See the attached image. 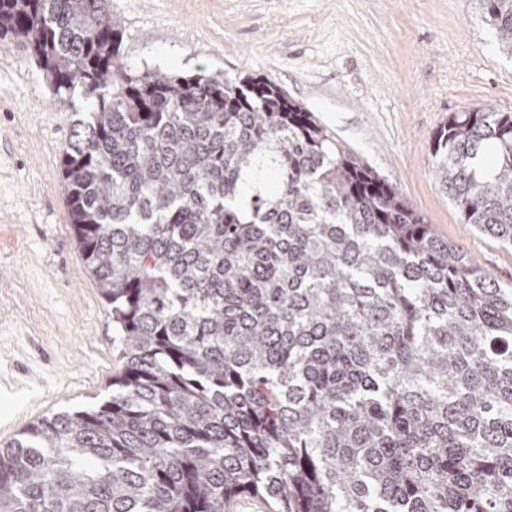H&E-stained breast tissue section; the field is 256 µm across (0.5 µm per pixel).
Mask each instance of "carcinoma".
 Instances as JSON below:
<instances>
[{
  "instance_id": "carcinoma-1",
  "label": "carcinoma",
  "mask_w": 512,
  "mask_h": 512,
  "mask_svg": "<svg viewBox=\"0 0 512 512\" xmlns=\"http://www.w3.org/2000/svg\"><path fill=\"white\" fill-rule=\"evenodd\" d=\"M512 54V0H483ZM52 93L112 314V394L0 450V512H512V288L276 83L133 73L108 0H0ZM431 164L512 246V112H455Z\"/></svg>"
}]
</instances>
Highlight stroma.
Returning <instances> with one entry per match:
<instances>
[{
    "label": "stroma",
    "mask_w": 512,
    "mask_h": 512,
    "mask_svg": "<svg viewBox=\"0 0 512 512\" xmlns=\"http://www.w3.org/2000/svg\"><path fill=\"white\" fill-rule=\"evenodd\" d=\"M131 71H221L283 87L398 187L471 266L512 287V248L462 223L431 139L455 112L512 111V55L481 0H108ZM81 93L53 95L32 52L0 42V447L99 403L119 365L81 259L60 158Z\"/></svg>",
    "instance_id": "1"
}]
</instances>
